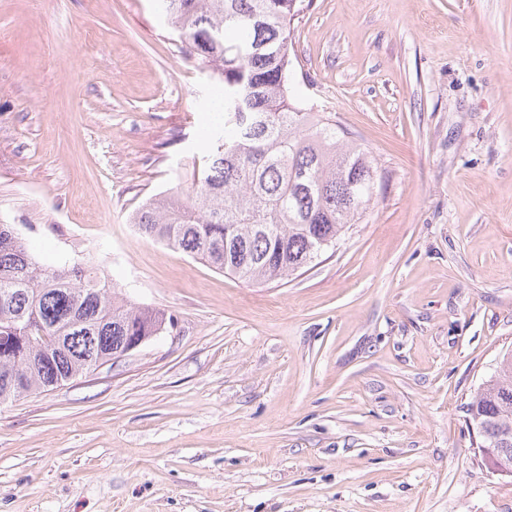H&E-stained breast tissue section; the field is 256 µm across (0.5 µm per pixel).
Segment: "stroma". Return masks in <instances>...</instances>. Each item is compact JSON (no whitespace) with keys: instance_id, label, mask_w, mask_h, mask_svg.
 Segmentation results:
<instances>
[{"instance_id":"1","label":"stroma","mask_w":512,"mask_h":512,"mask_svg":"<svg viewBox=\"0 0 512 512\" xmlns=\"http://www.w3.org/2000/svg\"><path fill=\"white\" fill-rule=\"evenodd\" d=\"M294 35L373 202L255 285L130 222L215 121L156 0H0V224L175 321L0 405V512H512L466 421L512 353V0H312Z\"/></svg>"}]
</instances>
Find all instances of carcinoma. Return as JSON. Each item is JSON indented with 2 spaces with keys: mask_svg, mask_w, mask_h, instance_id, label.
Masks as SVG:
<instances>
[{
  "mask_svg": "<svg viewBox=\"0 0 512 512\" xmlns=\"http://www.w3.org/2000/svg\"><path fill=\"white\" fill-rule=\"evenodd\" d=\"M204 72L221 82L222 124L191 191L146 200L138 233L245 282L285 280L336 248L371 206L374 169L328 112L291 101L293 19L303 0H161ZM173 319L119 296L88 262L45 266L0 224V404L89 373L88 336L113 353ZM484 443L512 440V354L467 404Z\"/></svg>",
  "mask_w": 512,
  "mask_h": 512,
  "instance_id": "carcinoma-1",
  "label": "carcinoma"
}]
</instances>
